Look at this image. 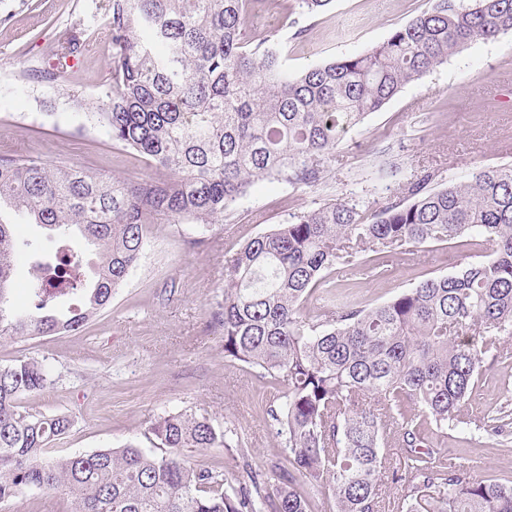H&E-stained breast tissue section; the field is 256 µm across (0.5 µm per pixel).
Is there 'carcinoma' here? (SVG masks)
Listing matches in <instances>:
<instances>
[{
  "label": "carcinoma",
  "instance_id": "obj_1",
  "mask_svg": "<svg viewBox=\"0 0 512 512\" xmlns=\"http://www.w3.org/2000/svg\"><path fill=\"white\" fill-rule=\"evenodd\" d=\"M97 9L112 43L110 92L88 107L73 89L69 102L167 176L133 183L1 152L0 212L47 230L55 248L25 243L37 260L33 304L13 308L19 247L15 223L0 217V339L82 328L112 303L159 218L205 229L258 181L314 185L349 130L406 84L474 41L512 32V0H436L366 52L292 74L273 36L246 40L252 0H99ZM82 51L68 35L54 50L58 68L41 77L57 79ZM431 180L411 174L407 199L379 209L340 201L294 214L227 260L212 319L224 359L278 386L269 415L289 466L277 483L245 467L234 487L220 471L186 464V449H232L226 431L187 410L151 423L150 450L129 443L61 454L52 443L74 420L22 406L52 375L19 359L0 365V503L59 492L71 512H311L315 490L334 499L336 512H382L383 448L393 447L401 512H512V481L474 478L422 448L417 422L467 432L459 407L484 358L512 337V166H487L443 188ZM474 233L489 249L482 262L373 307L340 302L316 322L302 315L360 253L392 256ZM75 234L98 253L90 286L70 250ZM511 420L503 407L476 429L498 435Z\"/></svg>",
  "mask_w": 512,
  "mask_h": 512
}]
</instances>
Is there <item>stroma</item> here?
Returning <instances> with one entry per match:
<instances>
[{
	"instance_id": "obj_1",
	"label": "stroma",
	"mask_w": 512,
	"mask_h": 512,
	"mask_svg": "<svg viewBox=\"0 0 512 512\" xmlns=\"http://www.w3.org/2000/svg\"><path fill=\"white\" fill-rule=\"evenodd\" d=\"M97 0H0V152L16 150L48 161L90 164L108 178L139 181L152 168L113 143L83 111L71 106L68 89L90 101L104 96L112 48ZM432 0H333L325 11L299 17L297 0H261L246 37L258 42L276 33L289 70L363 53L427 10ZM304 35H297L292 19ZM80 26L86 50L54 82L25 78L48 69L56 43ZM299 25V26H300ZM512 35L476 41L420 80L404 86L379 111L345 137L313 186L257 182L223 221L152 225L144 252L110 307L77 331L22 340H0V365L35 358L49 367L53 383L24 400L33 413L72 415L70 433L55 446L66 453L149 448L145 434L157 416L189 409L241 439L247 458L215 447L185 454L188 464L222 471L235 481L244 463L270 474L285 452L267 414L276 391L258 370L225 362L224 338L212 312L224 291L225 260L243 236L261 234L290 216L324 203L357 200L381 207L401 199L413 171L428 170L435 183L465 180L472 172L512 165ZM479 236L466 245L420 248L395 255L376 276L360 270L337 275L336 294L372 307L436 274L481 261ZM508 353L484 361L477 389L460 415H495L512 392V338ZM426 445L449 463L477 466L480 475L512 479V426L500 435L430 432Z\"/></svg>"
}]
</instances>
